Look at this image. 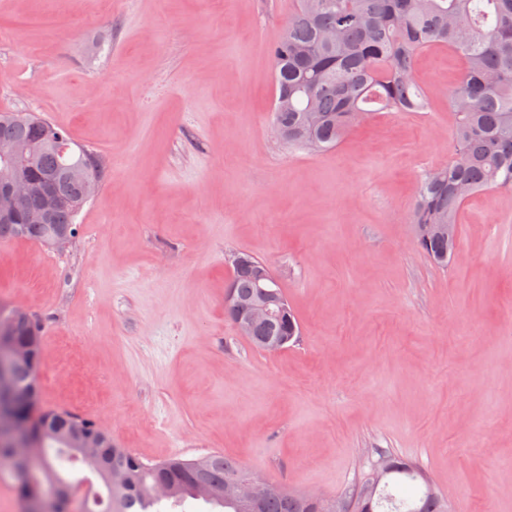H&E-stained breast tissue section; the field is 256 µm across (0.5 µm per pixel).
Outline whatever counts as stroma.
<instances>
[{
  "mask_svg": "<svg viewBox=\"0 0 512 512\" xmlns=\"http://www.w3.org/2000/svg\"><path fill=\"white\" fill-rule=\"evenodd\" d=\"M296 0H0V110L107 161L64 248L0 243V300L43 331L46 406L144 462L221 453L345 499L380 452L453 512H512V190L474 195L447 267L415 244L417 184L446 164L462 68L421 53L422 112L325 152L275 135L267 45ZM280 281L298 341L224 316L231 259Z\"/></svg>",
  "mask_w": 512,
  "mask_h": 512,
  "instance_id": "stroma-1",
  "label": "stroma"
}]
</instances>
